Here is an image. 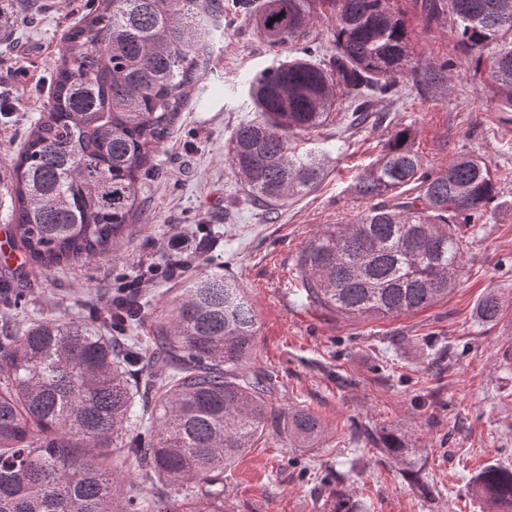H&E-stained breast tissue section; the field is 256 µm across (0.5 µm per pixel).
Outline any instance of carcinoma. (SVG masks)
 Returning <instances> with one entry per match:
<instances>
[{
  "instance_id": "1",
  "label": "carcinoma",
  "mask_w": 512,
  "mask_h": 512,
  "mask_svg": "<svg viewBox=\"0 0 512 512\" xmlns=\"http://www.w3.org/2000/svg\"><path fill=\"white\" fill-rule=\"evenodd\" d=\"M222 0H98L64 37L54 72L52 108L11 160L10 237L26 263L49 272L78 261L109 260L130 233L141 177L171 133L206 68ZM448 14L501 112H512V0H448ZM268 43L296 55L257 73L249 85L256 116L230 138L225 161L265 207L313 191L326 175V151L305 136L333 111L368 121L369 99L392 97L403 79L428 85L448 65L424 67L411 56V33L390 0H263L251 9ZM332 23L336 54L318 59L309 39L317 17ZM415 133L396 129L382 154L358 176L367 206L349 224H328L307 243L298 265L307 297L350 318L400 316L454 289L461 271L459 225L476 224L497 195L489 164L461 155L423 166ZM412 187L406 195L400 189ZM115 292L106 316L118 331L148 312L135 281ZM0 294L10 312L22 303ZM494 293L480 302L496 318ZM258 333L254 306L224 274L184 278L146 358L133 336H101L79 319H21L0 334V512H144L134 486L96 461L95 449L124 448L144 477L167 488L224 496V470L252 448L271 420L269 382L241 367ZM166 366L163 375L151 364ZM157 430H139L140 415ZM300 443L324 434L302 409L283 416ZM399 457L393 431L376 440ZM479 492L512 512V470L487 465Z\"/></svg>"
}]
</instances>
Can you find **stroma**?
<instances>
[{
    "label": "stroma",
    "instance_id": "stroma-1",
    "mask_svg": "<svg viewBox=\"0 0 512 512\" xmlns=\"http://www.w3.org/2000/svg\"><path fill=\"white\" fill-rule=\"evenodd\" d=\"M40 10L0 36V238L7 236L9 161L51 105L63 37L94 0H39ZM422 63L450 62L442 83L405 81L397 96L371 101L377 123L357 128L339 118L319 129L329 151L327 176L310 194L270 208L252 205L224 159V145L254 117L248 81L286 57L260 38L235 0H224V32L212 62L141 180L130 236L110 261L78 262L43 274L0 260V280L26 291V314L61 320L105 311L119 277L144 278L150 313L137 333L150 336L176 297L164 276L182 256L203 271L231 275L258 313L246 371L270 381L273 416L302 408L326 432L300 446L270 429L224 472V499L169 492L141 477L134 457L111 448V470L133 483L145 512H496L473 479L491 464L512 469V112L498 111L460 49L447 13L430 16L424 0H393ZM412 127L428 168L460 154L485 158L498 195L480 233L463 236L458 285L420 311L389 318H348L310 300L297 258L327 224H344L363 203L359 173L383 150L395 125ZM498 318L478 314L487 293ZM396 430L406 442L397 460L356 429Z\"/></svg>",
    "mask_w": 512,
    "mask_h": 512
}]
</instances>
